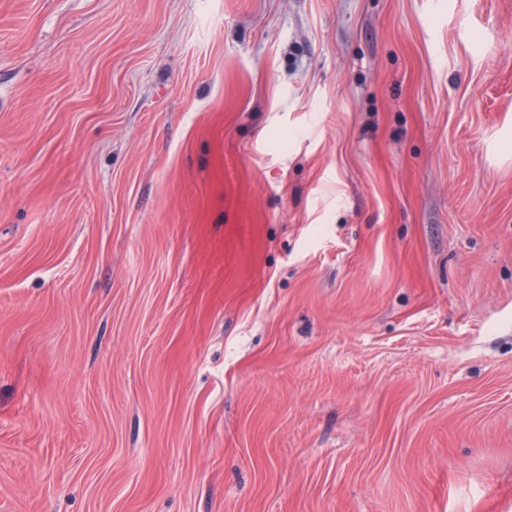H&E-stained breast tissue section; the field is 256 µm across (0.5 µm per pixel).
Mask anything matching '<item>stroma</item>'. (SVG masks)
Here are the masks:
<instances>
[{
	"label": "stroma",
	"instance_id": "35a3bbf8",
	"mask_svg": "<svg viewBox=\"0 0 512 512\" xmlns=\"http://www.w3.org/2000/svg\"><path fill=\"white\" fill-rule=\"evenodd\" d=\"M0 512H512V0H0Z\"/></svg>",
	"mask_w": 512,
	"mask_h": 512
}]
</instances>
